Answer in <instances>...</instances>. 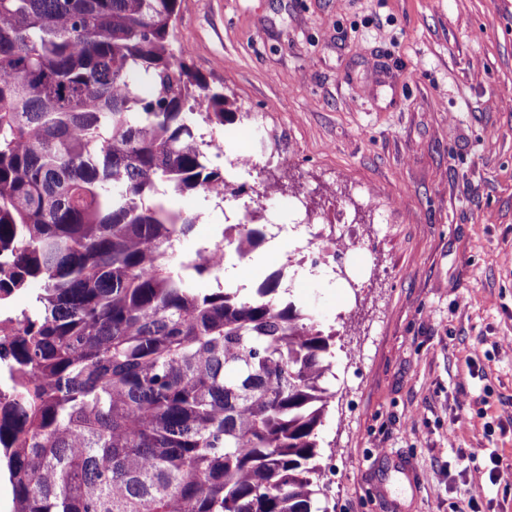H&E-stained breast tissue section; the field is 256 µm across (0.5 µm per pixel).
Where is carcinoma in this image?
Here are the masks:
<instances>
[{
    "label": "carcinoma",
    "mask_w": 512,
    "mask_h": 512,
    "mask_svg": "<svg viewBox=\"0 0 512 512\" xmlns=\"http://www.w3.org/2000/svg\"><path fill=\"white\" fill-rule=\"evenodd\" d=\"M179 0H0V400L10 512H314L331 342L281 273L224 285L266 225L183 249L241 196L209 141L229 100L174 49ZM206 279L213 288H200ZM173 205L185 212L202 213L192 238L186 244L187 249H192L200 240L211 238L217 231L218 226L215 224H235L244 214V210L230 207L227 202L221 203L220 207H215L214 203L204 205L200 197L194 193L176 197ZM227 212H230L231 216Z\"/></svg>",
    "instance_id": "cac0c4a2"
}]
</instances>
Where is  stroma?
Wrapping results in <instances>:
<instances>
[{
  "label": "stroma",
  "mask_w": 512,
  "mask_h": 512,
  "mask_svg": "<svg viewBox=\"0 0 512 512\" xmlns=\"http://www.w3.org/2000/svg\"><path fill=\"white\" fill-rule=\"evenodd\" d=\"M174 44L231 103L257 223L353 230L292 290L336 332L317 507L454 512L465 486L512 512V0H181ZM173 204L196 242L243 216Z\"/></svg>",
  "instance_id": "obj_1"
}]
</instances>
